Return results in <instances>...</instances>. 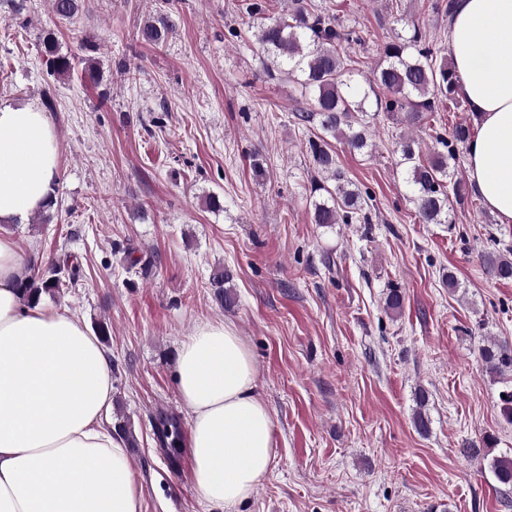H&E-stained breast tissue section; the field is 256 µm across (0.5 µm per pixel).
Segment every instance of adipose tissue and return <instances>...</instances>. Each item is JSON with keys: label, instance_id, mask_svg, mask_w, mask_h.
<instances>
[{"label": "adipose tissue", "instance_id": "1", "mask_svg": "<svg viewBox=\"0 0 512 512\" xmlns=\"http://www.w3.org/2000/svg\"><path fill=\"white\" fill-rule=\"evenodd\" d=\"M457 90L476 119L469 183L512 223V0H458L451 21ZM59 146L35 104L0 99V512H142L125 445L102 426L109 359L74 316L19 292L26 259L5 227L55 196ZM187 446L201 500L235 512L273 461V420L255 360L229 322H206L177 358Z\"/></svg>", "mask_w": 512, "mask_h": 512}]
</instances>
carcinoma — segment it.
<instances>
[{"mask_svg":"<svg viewBox=\"0 0 512 512\" xmlns=\"http://www.w3.org/2000/svg\"><path fill=\"white\" fill-rule=\"evenodd\" d=\"M52 11L59 20H71L79 12L81 0H51ZM173 27L170 18L159 24H148L141 30L144 41L158 44L165 40ZM353 41L352 32L342 28L336 17L326 13L311 0H291L288 14L263 23L258 43L266 55L267 69L298 80L310 109L300 115L304 122L318 121L324 134L343 138L354 150L368 147L363 128L368 110V94L357 98V90L347 75L342 45ZM43 60L47 73L57 78L71 71V59L57 47L55 35L45 34L42 40ZM384 60L375 73L378 88L386 97H376V112L403 115L401 121L416 125L428 112H435L444 98L456 93L458 76L447 62H437L436 55L426 42L420 27L405 38L395 33L384 47ZM472 133L469 125L458 124L452 138L440 139L447 148L436 153L425 165L416 157L413 138H402L397 152L406 182L413 189V203L424 224H451L453 211L450 198L461 202L465 198L459 178V147L468 143ZM310 158L320 178L311 183L313 221L316 224H367L368 202L361 191L345 178L338 167L336 154L323 137L309 141ZM483 266L499 280L512 279V259L496 252L480 255ZM67 264H54L38 280L23 279L19 288L28 304L40 300L41 295H54L66 287ZM229 277L222 274L213 278L220 302L229 307L235 296L227 286ZM482 371L491 377L512 374V350L494 340L485 339L479 348ZM157 435L165 446L176 447L181 437L178 419L165 411L157 413ZM492 473L498 483L512 486V457L493 458Z\"/></svg>","mask_w":512,"mask_h":512,"instance_id":"obj_1","label":"carcinoma"}]
</instances>
